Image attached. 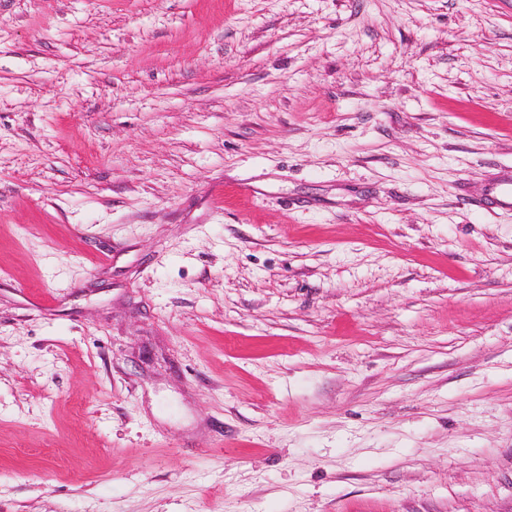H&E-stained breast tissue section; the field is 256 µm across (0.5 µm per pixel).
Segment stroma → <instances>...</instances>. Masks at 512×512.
Segmentation results:
<instances>
[{"mask_svg":"<svg viewBox=\"0 0 512 512\" xmlns=\"http://www.w3.org/2000/svg\"><path fill=\"white\" fill-rule=\"evenodd\" d=\"M512 0H0V512H512Z\"/></svg>","mask_w":512,"mask_h":512,"instance_id":"stroma-1","label":"stroma"}]
</instances>
